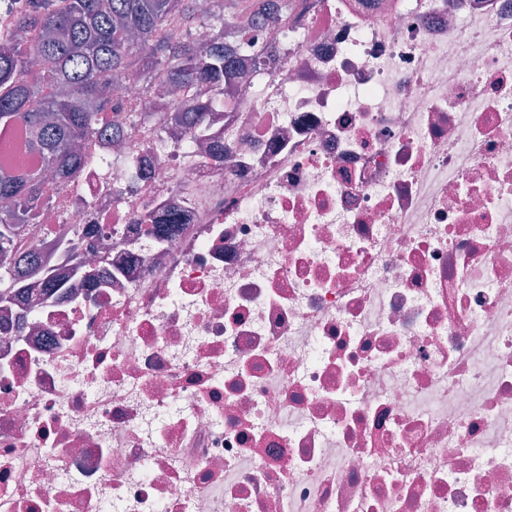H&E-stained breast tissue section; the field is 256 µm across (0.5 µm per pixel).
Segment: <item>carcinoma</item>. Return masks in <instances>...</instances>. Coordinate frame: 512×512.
<instances>
[{
	"label": "carcinoma",
	"mask_w": 512,
	"mask_h": 512,
	"mask_svg": "<svg viewBox=\"0 0 512 512\" xmlns=\"http://www.w3.org/2000/svg\"><path fill=\"white\" fill-rule=\"evenodd\" d=\"M200 0H22L9 21L0 25V131L20 128L25 149L40 165L24 173V164L0 167V303L42 266L47 252L79 260L78 232L25 251L15 250L14 226L25 224L44 203L48 172L70 186L88 166L105 162L79 149L93 137L118 138L116 123L100 115L124 113L123 125L142 126L150 112H123L112 100V82L131 80L144 91L159 82L182 97L183 112L229 110L228 91L205 100L194 93L200 83L225 86L237 77L225 55L224 33L248 30L266 14L268 0H223L224 14L202 13ZM268 15L272 23L292 14L293 0H278ZM209 29L213 44L202 45L196 33Z\"/></svg>",
	"instance_id": "1"
}]
</instances>
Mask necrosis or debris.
<instances>
[{
    "mask_svg": "<svg viewBox=\"0 0 512 512\" xmlns=\"http://www.w3.org/2000/svg\"><path fill=\"white\" fill-rule=\"evenodd\" d=\"M295 5L223 160L171 112L17 226L86 235L0 306V512H512V0Z\"/></svg>",
    "mask_w": 512,
    "mask_h": 512,
    "instance_id": "obj_1",
    "label": "necrosis or debris"
}]
</instances>
